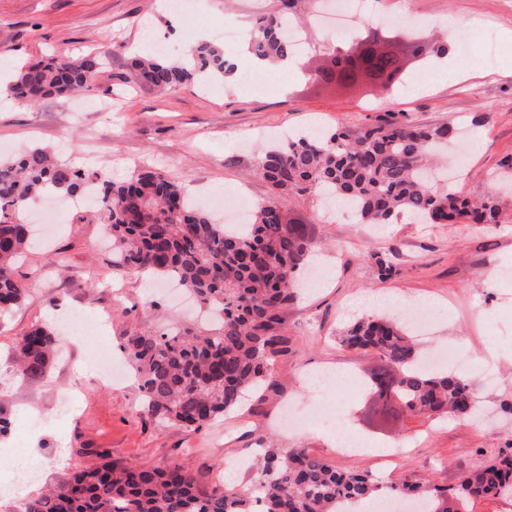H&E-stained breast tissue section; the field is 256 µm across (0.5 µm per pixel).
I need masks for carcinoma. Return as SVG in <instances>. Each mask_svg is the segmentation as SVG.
Wrapping results in <instances>:
<instances>
[{
  "mask_svg": "<svg viewBox=\"0 0 512 512\" xmlns=\"http://www.w3.org/2000/svg\"><path fill=\"white\" fill-rule=\"evenodd\" d=\"M299 2L288 0L281 13L260 19L249 39L256 59L285 60L295 53L283 22L294 18ZM361 41L370 48L356 62L349 52ZM378 42V33L362 28L341 47L329 45L318 79L352 83L363 69L389 90L404 85L408 73L392 52L371 48ZM101 66L97 54L61 52L23 65L10 96L28 103L65 97L88 87ZM233 71L224 50L204 40L195 42L188 56L131 60L133 80L158 90L222 83ZM451 130L448 123L388 122L302 135L286 149L268 150L256 158L254 171L271 184L273 195L242 228L215 223L162 172H137L117 184L100 172L61 163L40 146L0 159V316L27 294L15 276L33 244L22 217L27 204L47 194L92 189L91 213L112 240V265L172 280L199 303V324L138 330L124 345L148 411L168 424L199 430L238 408L248 393L276 386L274 363L288 352L286 317L298 293L293 276L312 245L307 225L288 218L293 198L348 199L363 224H389L401 212L432 224L499 223L493 189L476 199L427 181L426 171L447 148ZM58 342L42 324L22 332L14 375L23 381L44 376ZM342 343L378 358L368 394L372 409L384 418L394 399L412 415L437 419L476 409V379L422 368L416 344L395 315L357 320ZM95 456L99 462L75 472L65 485L29 498L23 512H343L344 500L360 504L387 495L417 499L419 512H472L471 504L479 500L512 498V455L503 454L478 467L460 466L450 491L413 476L387 486L368 474L338 471L306 448L264 449L254 476L239 488H208L177 463L148 467Z\"/></svg>",
  "mask_w": 512,
  "mask_h": 512,
  "instance_id": "cac0c4a2",
  "label": "carcinoma"
}]
</instances>
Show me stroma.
Here are the masks:
<instances>
[{"label": "stroma", "instance_id": "stroma-1", "mask_svg": "<svg viewBox=\"0 0 512 512\" xmlns=\"http://www.w3.org/2000/svg\"><path fill=\"white\" fill-rule=\"evenodd\" d=\"M280 0H0V69L45 60L59 52L98 53L104 70L82 98L85 111H70V98L52 97L36 106H0V147L14 151L44 146L70 166L105 172L121 182L141 169L159 170L179 182L199 204L210 192L226 204L250 206L272 194L253 175L255 157L278 144L280 132H333L388 121L466 128L470 149L455 166L454 183L471 195L485 193L501 163L512 156V0H366L372 16H404L414 22L454 19L468 38V55L450 47L446 56L410 60L418 91H384L368 83L352 87L315 79L327 61L328 36L319 24L304 31L305 51L295 59L299 78L274 70L257 72L244 41L224 44L239 75L209 87L159 91L129 79L127 48L146 36L164 42L170 56L183 54L216 29L249 32L276 14ZM494 32L500 52L482 60V40ZM456 70L453 81L437 80L440 67ZM500 224H417L408 215L373 226L357 216L329 210L314 197L289 205V217L313 236L321 282L307 288L287 316L290 350L276 364V387L243 409L192 431L151 415L135 377L106 386L89 355L111 352L124 360L127 336L143 324L176 316L169 303L146 312L149 284L143 273L113 266L101 227L77 221L76 211L46 227V246L33 248L18 266L28 294L21 307L0 317V415L10 421L0 435V486L16 484L25 455L43 458L36 491L64 485L76 469L93 464L87 449L109 460L162 467L175 462L208 485L224 481V463L238 465L247 483L259 442L305 448L342 471H359L385 483L417 476L450 487L457 467L478 465L485 454L512 452V188L500 187ZM390 292L402 305L424 308L429 327L418 332L424 348L455 341L476 364L499 374L482 390L485 416L447 422L408 415L400 424L369 425L364 388L342 391L346 422L330 429L311 424L290 431L280 422L287 404L297 412L321 404L309 374L333 369L364 379L374 355L343 347L341 334L357 319L379 313L374 295ZM85 317V337H72L44 377L13 375L16 338L32 324L61 328L72 313ZM76 394L77 407L63 399ZM406 442L410 449L391 468L378 467L375 450Z\"/></svg>", "mask_w": 512, "mask_h": 512}]
</instances>
